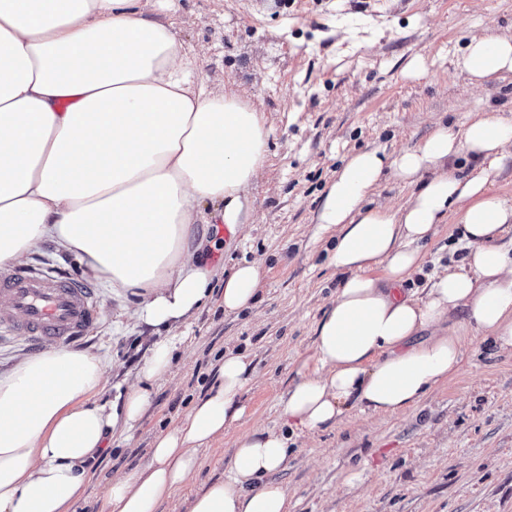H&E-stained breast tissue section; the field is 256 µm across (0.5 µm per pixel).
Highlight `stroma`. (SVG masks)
Instances as JSON below:
<instances>
[{
	"mask_svg": "<svg viewBox=\"0 0 512 512\" xmlns=\"http://www.w3.org/2000/svg\"><path fill=\"white\" fill-rule=\"evenodd\" d=\"M164 15L196 56L200 78L229 83L265 114L255 224L229 251L223 235L207 232L216 274L193 319L194 343L175 351L170 381L156 388L136 427L113 441L70 512H100L112 477L149 463L153 438L208 393L225 348L250 353L255 377L240 398L241 420L200 450L197 483L223 477L239 435L281 425L280 400L313 370L315 322L343 281L329 263L334 241L316 224L343 159L365 148L413 149L440 116L460 124L482 105L512 119V73L477 90L459 64L471 35L512 34V0H169ZM456 241L451 225H440L405 289L427 287L437 267L459 262ZM258 258L254 305L225 314V275ZM23 260L96 289L101 323L76 347L106 358L113 379H133L156 341L132 316L139 295L115 294L52 241ZM274 479L288 490L289 512H512V353L473 332L458 375L415 408L353 411L335 428L297 438Z\"/></svg>",
	"mask_w": 512,
	"mask_h": 512,
	"instance_id": "1",
	"label": "stroma"
}]
</instances>
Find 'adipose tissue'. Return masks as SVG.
Listing matches in <instances>:
<instances>
[{
	"label": "adipose tissue",
	"mask_w": 512,
	"mask_h": 512,
	"mask_svg": "<svg viewBox=\"0 0 512 512\" xmlns=\"http://www.w3.org/2000/svg\"><path fill=\"white\" fill-rule=\"evenodd\" d=\"M164 2L0 0V267L57 241L110 286L140 291L133 315L160 336L130 385L109 384L102 358L53 345L0 375V512H69L92 461L136 426L174 351L192 341L212 281L194 225L221 224L233 238L253 221L263 116L196 80L195 60L159 17ZM460 64L477 88L512 73V35L471 38ZM510 148L512 121L480 108L457 126L435 122L414 149L347 158L317 217L335 233L330 263L346 279L316 323L314 369L281 400L282 428L249 431L223 478L189 489L199 449L241 419L255 375L248 353L226 348L211 391L154 437L147 467L109 482L103 512H157L179 493L186 512H288L273 476L291 437L333 428L352 409L416 407L460 372L471 330L512 353V201L496 187ZM461 157L470 170L455 168ZM386 171L414 187L400 207L372 201ZM449 222L465 257L429 288L402 292ZM260 287L259 262L236 265L225 313L248 309Z\"/></svg>",
	"instance_id": "adipose-tissue-1"
}]
</instances>
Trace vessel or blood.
I'll use <instances>...</instances> for the list:
<instances>
[{
    "label": "vessel or blood",
    "mask_w": 512,
    "mask_h": 512,
    "mask_svg": "<svg viewBox=\"0 0 512 512\" xmlns=\"http://www.w3.org/2000/svg\"><path fill=\"white\" fill-rule=\"evenodd\" d=\"M100 318L93 288L36 266L0 268V330L32 347L80 341Z\"/></svg>",
    "instance_id": "obj_1"
}]
</instances>
